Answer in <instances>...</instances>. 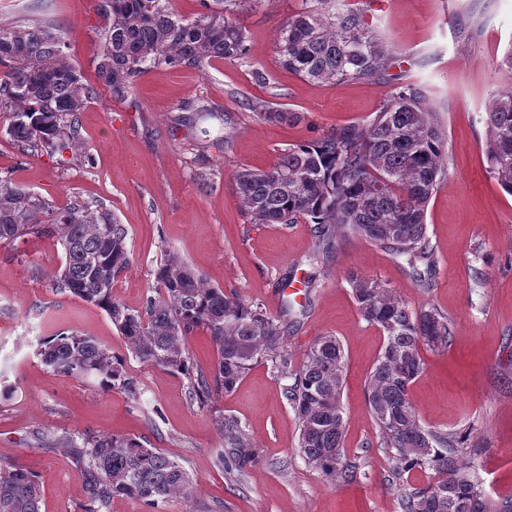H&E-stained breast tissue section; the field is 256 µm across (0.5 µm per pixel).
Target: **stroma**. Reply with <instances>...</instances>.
<instances>
[{
	"label": "stroma",
	"mask_w": 512,
	"mask_h": 512,
	"mask_svg": "<svg viewBox=\"0 0 512 512\" xmlns=\"http://www.w3.org/2000/svg\"><path fill=\"white\" fill-rule=\"evenodd\" d=\"M396 47L386 79L314 85L285 70L276 34L304 0H260L236 21L247 32L246 63L214 59L204 71L150 70L124 97L99 89L79 118V147L65 155L24 151L0 128V177L60 207L87 202L114 212L127 230L131 264L113 297L140 308L153 272L173 251L224 291L280 312L289 302L285 344L293 362L332 335L347 362L342 407L345 455L354 481L335 485L305 463L299 427L269 362L255 364L231 393L199 402L187 378L140 362L101 309L54 286L64 254L48 238L0 246V461L41 476V512H87L84 467L74 451L88 437L129 436L159 448L189 474L193 489L161 512H401L402 498L432 482L429 469L395 477L367 403L366 378L383 337L361 319L349 271L389 283L411 309L434 307L453 331L448 349L426 350L409 396L422 425L468 430L475 473L492 499L512 497V195L490 174L485 112L512 87L504 67L512 45V0H350ZM64 31L68 61L95 77L101 23L96 0H45ZM417 82L445 132L448 169L427 209L436 271L422 288L403 260L357 238L338 240L316 257L312 225L254 224L242 212L233 176L268 169L288 144L374 116L402 85ZM301 113L295 124L255 117L252 106ZM229 113L177 125L194 104ZM73 330L123 356L139 388L102 390L96 378L54 373L39 342ZM240 419L255 457L234 475L218 463L220 416ZM57 443L45 446V435Z\"/></svg>",
	"instance_id": "35a3bbf8"
}]
</instances>
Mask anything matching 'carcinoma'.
<instances>
[{
    "instance_id": "cac0c4a2",
    "label": "carcinoma",
    "mask_w": 512,
    "mask_h": 512,
    "mask_svg": "<svg viewBox=\"0 0 512 512\" xmlns=\"http://www.w3.org/2000/svg\"><path fill=\"white\" fill-rule=\"evenodd\" d=\"M199 2L202 11L185 20L171 0H98V84L123 97L150 69L200 71L213 59H248V36L236 16L261 0ZM309 2L278 29L276 49L289 71L314 84L378 81L397 61L393 44L367 26L363 11L348 7L346 0ZM66 48L62 30L48 21H0V120L24 147L60 155L76 147L79 112L96 89L79 66L66 60ZM255 111L271 122L301 120L297 112L264 105ZM485 123L490 173L512 195L511 88L495 95ZM444 143L426 87L409 82L372 118L290 144L267 170L237 171L235 191L250 223L312 224L322 256L332 253L340 238L374 242L404 259L424 286L434 266L426 213L447 169ZM32 235L52 238L63 249L55 288L103 310L135 358L186 376L199 399L213 391H234L255 362H271L289 381L284 394L299 424L298 448L305 461L332 482L355 478L344 451L346 360L336 337L320 338L301 367L293 369L280 320L265 304L210 285L171 251L154 270L151 295L142 308L131 309L112 298L115 279L131 263L127 231L115 215L78 202L56 209L1 178L0 246ZM347 282L361 318L384 338L366 380L380 444L392 454L395 475L415 468L439 475L402 499L403 512H512V500H493L470 476L474 458L463 452L467 435L423 426L409 399V386L424 370L422 349H446L451 342L448 318L433 308L410 309L377 278L351 272ZM200 329L209 333L218 355L209 377L193 374L189 357L188 336ZM38 355L61 375L96 377L106 389L137 394L135 383L121 373L123 358L88 336L61 331L40 344ZM216 425L224 437L219 463L230 475L253 450L237 418L223 416ZM75 452L86 467L87 512H101L113 496L157 510L191 487L178 462L132 437L86 439ZM41 496L36 472L0 464V512H41Z\"/></svg>"
}]
</instances>
